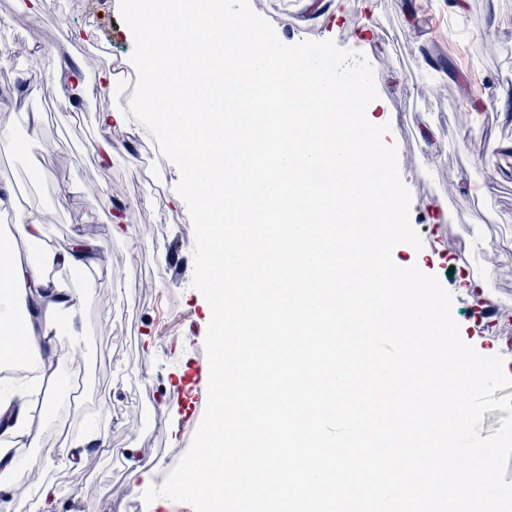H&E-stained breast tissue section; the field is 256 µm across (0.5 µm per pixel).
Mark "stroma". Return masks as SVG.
Segmentation results:
<instances>
[{
  "label": "stroma",
  "mask_w": 512,
  "mask_h": 512,
  "mask_svg": "<svg viewBox=\"0 0 512 512\" xmlns=\"http://www.w3.org/2000/svg\"><path fill=\"white\" fill-rule=\"evenodd\" d=\"M252 9L274 27L280 41L334 40L363 53L374 69L379 97L367 116L390 124L386 144L395 146L401 177L411 193L410 222L423 246L395 247L399 264H418L454 294L451 316L462 339L484 356L501 354L512 374V165L483 169V153L512 143V108L500 109V91L512 74V56L489 52L492 44L512 47V0H353L338 6L340 25L316 19L307 0H250ZM49 20L31 18L16 0H0V50L17 66L0 70V121L12 136L0 139V186H10L14 207L38 208L48 237L59 247L76 238L100 239L107 258L102 284L86 310L88 355H73L62 369L83 374L75 399L57 395L64 408L65 434L82 433L85 404L109 401L108 445L89 449L80 460H60L67 443L40 441L22 448L31 470L14 478L17 504L40 512L39 485H53L55 512H82L88 502L104 512L135 502L137 512H170L173 500L145 503L142 489L128 481L131 465L156 474L178 463L193 435L177 407L162 400L172 381L204 351L210 315L204 296L192 286L195 233L186 202L176 192L177 167L166 157L144 159L155 141L140 126L113 127L112 157L87 152L100 132L102 113L127 109L124 87L102 79L129 69L133 37L119 14L118 0H48ZM472 22L449 34L452 17ZM468 45L473 72L484 94L465 109L462 87L470 73L457 53ZM84 72L81 108L69 104V82L57 79L62 67ZM40 124H32L31 113ZM71 189L66 207L59 191ZM111 199L94 205V192ZM128 230L107 232L112 215ZM479 274L497 297V313L477 321L476 305L456 295L466 270Z\"/></svg>",
  "instance_id": "1"
}]
</instances>
